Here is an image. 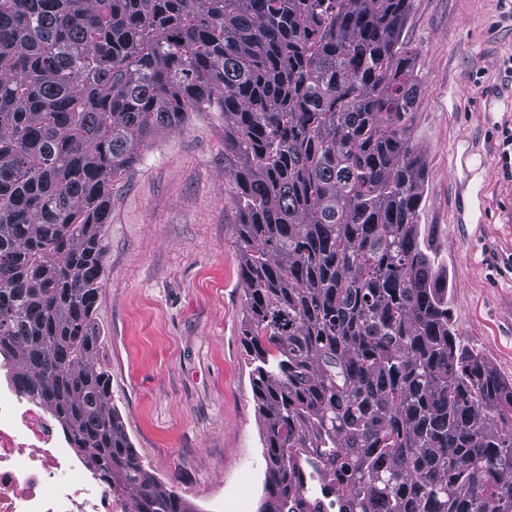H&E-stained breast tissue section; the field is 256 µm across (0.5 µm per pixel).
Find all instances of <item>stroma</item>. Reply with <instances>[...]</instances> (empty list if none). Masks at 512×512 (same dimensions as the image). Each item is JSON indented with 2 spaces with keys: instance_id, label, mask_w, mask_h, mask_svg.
<instances>
[{
  "instance_id": "stroma-1",
  "label": "stroma",
  "mask_w": 512,
  "mask_h": 512,
  "mask_svg": "<svg viewBox=\"0 0 512 512\" xmlns=\"http://www.w3.org/2000/svg\"><path fill=\"white\" fill-rule=\"evenodd\" d=\"M422 237L459 338L512 380V0H409ZM224 118L190 113L112 181L96 301L111 402L146 467L194 512H259L262 425L243 342Z\"/></svg>"
}]
</instances>
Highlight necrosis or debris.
Masks as SVG:
<instances>
[{"label":"necrosis or debris","instance_id":"necrosis-or-debris-1","mask_svg":"<svg viewBox=\"0 0 512 512\" xmlns=\"http://www.w3.org/2000/svg\"><path fill=\"white\" fill-rule=\"evenodd\" d=\"M15 374L0 368V512H130L129 497L74 456Z\"/></svg>","mask_w":512,"mask_h":512}]
</instances>
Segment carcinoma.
I'll use <instances>...</instances> for the list:
<instances>
[{
	"label": "carcinoma",
	"instance_id": "carcinoma-1",
	"mask_svg": "<svg viewBox=\"0 0 512 512\" xmlns=\"http://www.w3.org/2000/svg\"><path fill=\"white\" fill-rule=\"evenodd\" d=\"M409 0H0V356L133 512L96 353L112 178L190 112L235 161L265 499L314 455L342 512H512V383L460 342L420 238Z\"/></svg>",
	"mask_w": 512,
	"mask_h": 512
}]
</instances>
